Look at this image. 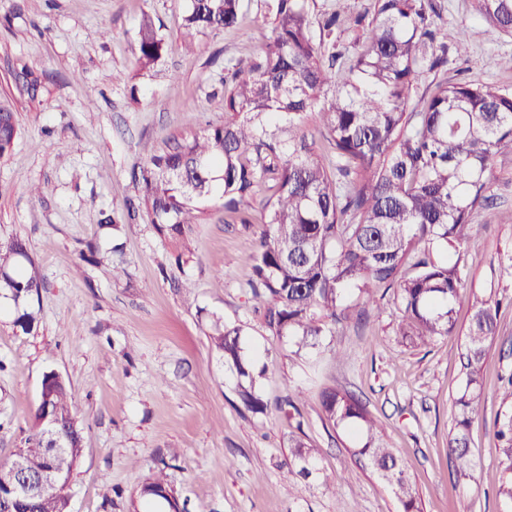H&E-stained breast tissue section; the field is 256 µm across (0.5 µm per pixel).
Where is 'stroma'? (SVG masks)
<instances>
[{
  "label": "stroma",
  "mask_w": 512,
  "mask_h": 512,
  "mask_svg": "<svg viewBox=\"0 0 512 512\" xmlns=\"http://www.w3.org/2000/svg\"><path fill=\"white\" fill-rule=\"evenodd\" d=\"M441 24L461 29L464 57L421 74L415 95L439 82H494L512 90V37L488 24L474 0H440ZM245 20L201 36L185 51V0H0V96L21 132L0 159V241L22 238L41 280L40 323L26 334L0 312V467L35 429L41 383L69 381L83 447L69 512H169L138 499L157 471L189 512H401L387 484L358 468L351 440L324 419L319 396L335 388L383 422L419 494L421 512H505L493 422L500 379L512 374V307L502 309L484 369L485 419L470 430L474 471L452 476L446 443L462 388L458 357L470 315L455 304L458 335L417 346L397 334L388 308L337 329L316 349L267 331L253 309L250 256L259 227L228 224L217 209L182 236H161L137 202L143 142L164 146L183 131L223 124L211 92H223L227 60L256 57L271 35L263 0ZM150 14L167 43L160 72L140 74L138 25ZM41 187L33 196L31 187ZM494 214L479 212L466 246V284L497 281L512 249V157L497 159ZM122 217L100 224L101 212ZM239 326L266 374V413L245 409L239 380L210 342L216 325ZM297 397L298 423L274 408ZM316 450V478H286L290 445Z\"/></svg>",
  "instance_id": "stroma-1"
}]
</instances>
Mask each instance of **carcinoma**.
Masks as SVG:
<instances>
[{
	"mask_svg": "<svg viewBox=\"0 0 512 512\" xmlns=\"http://www.w3.org/2000/svg\"><path fill=\"white\" fill-rule=\"evenodd\" d=\"M439 0H375L352 54L336 51L339 15H324L313 31L308 0H265L271 37L258 58L224 66V124L187 131L165 147H144L146 167L134 176L144 209L163 235H180L220 200L224 213L251 223L261 197V231L251 255L252 300L266 328L313 348L342 326L364 320L361 303L392 293L401 313L399 335L430 343L456 331L454 305L464 291L465 246L477 231L472 216L494 207L492 162L512 156V91L489 82H445L413 98L420 73L446 62L448 45L466 51L461 30L439 27ZM478 14L512 34V0H476ZM243 0H189L182 37L238 25ZM141 70L157 72L166 42L145 13L138 26ZM313 121L331 147L324 155L308 131ZM20 134L13 104L0 99V159ZM447 248L437 262L429 245ZM40 278L25 243H0V297L12 301L14 326L39 324L31 304ZM471 317L460 354L463 388L448 434L447 455L457 477L472 470L468 434L484 410L483 364L498 335L500 300L491 288L469 291ZM226 324L211 336L224 363L241 379L238 396L250 411L267 404L240 340ZM506 409L494 421L500 442L498 495L512 508V375ZM56 415L54 433L68 445L31 469L52 467L71 477L82 451L71 386L53 379L38 403ZM320 408L329 424L353 440L347 452L389 486L403 512H421L418 495L379 420L355 396L326 388ZM314 449L296 438L287 474L312 475ZM167 486L153 475L139 496L150 500ZM56 485L38 491L30 512H62Z\"/></svg>",
	"mask_w": 512,
	"mask_h": 512,
	"instance_id": "carcinoma-1",
	"label": "carcinoma"
}]
</instances>
